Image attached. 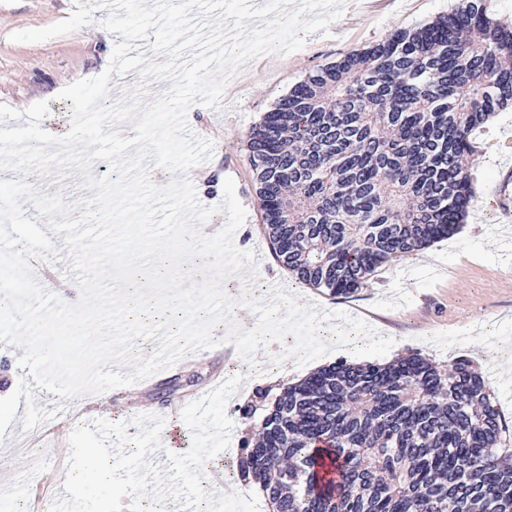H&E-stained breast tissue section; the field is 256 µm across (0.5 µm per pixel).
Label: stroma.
<instances>
[{"label":"stroma","mask_w":512,"mask_h":512,"mask_svg":"<svg viewBox=\"0 0 512 512\" xmlns=\"http://www.w3.org/2000/svg\"><path fill=\"white\" fill-rule=\"evenodd\" d=\"M458 0H378L364 5L348 0L344 14L331 22L328 33L308 36L301 49L290 54L268 53L244 65L227 85L223 107L213 110L192 106L188 126L195 135L214 144L212 158L193 168L189 178L202 182L201 205L215 208L210 223L224 227L219 213L225 179H233L244 206L245 222L233 242L251 251L258 261L254 296L268 290L277 279L305 303H316L330 312H344L367 322L381 336L392 338L388 359L410 351L451 362L466 358L477 365L499 400L500 411L512 435V109L493 115L490 123L475 129V153L466 165L472 179L469 215L459 233L413 255L385 264L368 287L348 298H333L308 288L275 258L264 234L262 213L253 173L248 164L246 136L252 126L288 90L309 73L346 53L379 42L398 28H411L447 15ZM73 0H0V104L22 111L45 101L49 112L41 126L62 135L70 128L72 103L60 99L68 84L101 74L102 60L111 56L120 35L104 40L99 24L105 11L94 14L93 24L38 43L13 41L15 32L37 29L68 18ZM20 348L0 343V392L9 391L10 411L0 412V512L27 491L11 476L14 448L25 439L43 448L54 462L52 497L64 494L63 481L68 437L85 420L128 422L140 414L179 417L182 409L204 390L243 371L246 363L237 351L214 347L189 356L182 364L153 375L142 386L109 391L107 398L71 402L54 415L59 398L37 389L27 370L21 369ZM356 355L337 350L304 366L286 361L282 368L244 381L229 400L226 413L233 427L231 448H238L247 426L238 405L251 397L256 386L275 385L305 378L320 367Z\"/></svg>","instance_id":"stroma-1"}]
</instances>
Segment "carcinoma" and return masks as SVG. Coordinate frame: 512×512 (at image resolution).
I'll list each match as a JSON object with an SVG mask.
<instances>
[{"label": "carcinoma", "mask_w": 512, "mask_h": 512, "mask_svg": "<svg viewBox=\"0 0 512 512\" xmlns=\"http://www.w3.org/2000/svg\"><path fill=\"white\" fill-rule=\"evenodd\" d=\"M512 102V31L484 0L316 70L247 135L264 232L308 288L347 298L453 235L472 196L471 132ZM236 474L268 512H512V442L465 359L339 361L260 386Z\"/></svg>", "instance_id": "1"}]
</instances>
